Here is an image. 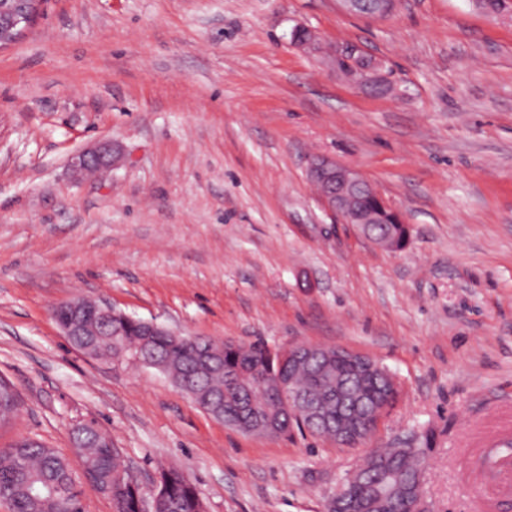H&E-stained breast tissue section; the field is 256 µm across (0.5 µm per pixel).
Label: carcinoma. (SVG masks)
<instances>
[{
    "mask_svg": "<svg viewBox=\"0 0 512 512\" xmlns=\"http://www.w3.org/2000/svg\"><path fill=\"white\" fill-rule=\"evenodd\" d=\"M112 322L122 326L123 335L74 336L93 357L100 355L111 359L131 357L138 351L162 364L164 373L183 391L192 394L207 413L227 422L235 420L247 406H262L268 402L267 391L275 382V376L266 378L264 385H253L256 377L243 379L238 386H230L224 379L239 365L256 363L260 369L276 366L269 361L266 344L250 345L219 344L210 338L187 336L179 344L168 336H150L139 320L129 321L118 316ZM207 350L224 362V371L206 372L199 368L200 352ZM317 371L311 375V367H290L288 374L295 386L308 392L322 408L330 406L336 384L346 383L356 390L380 393L389 388L380 377L355 369L336 359L321 358L314 362ZM19 397L14 385L0 376V426L17 414ZM72 440L79 445L83 473L99 487L111 474L125 468L120 454L112 453L95 428L82 427L71 432ZM423 459L421 448H388L384 460L387 471L377 473L393 484H405L414 480L418 465ZM164 486L166 512H201L199 492L187 477L177 469L160 472ZM0 497L6 499L10 512H77L83 507L77 490V476L68 460L32 438H22L8 448H0ZM121 504L119 512H145L144 499L138 482L123 484L116 492Z\"/></svg>",
    "mask_w": 512,
    "mask_h": 512,
    "instance_id": "cac0c4a2",
    "label": "carcinoma"
}]
</instances>
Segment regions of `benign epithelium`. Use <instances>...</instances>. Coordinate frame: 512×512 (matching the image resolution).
Returning a JSON list of instances; mask_svg holds the SVG:
<instances>
[{"label":"benign epithelium","mask_w":512,"mask_h":512,"mask_svg":"<svg viewBox=\"0 0 512 512\" xmlns=\"http://www.w3.org/2000/svg\"><path fill=\"white\" fill-rule=\"evenodd\" d=\"M41 0H0V43L13 41L29 28L38 16ZM317 43L316 35L304 26H296L290 33V44L296 47L311 46ZM360 54V64L348 70L338 65L337 60L348 51ZM328 67L346 81L361 86L371 92L393 88L391 76L385 61L369 53L363 46L350 48L344 44L333 45L323 54ZM120 147L110 140H103L75 155L71 162L74 175L99 171L120 163ZM308 176L317 187L320 198L328 212L345 224L354 225L363 237L375 245L389 251L397 247L385 238L371 235L372 224H402L404 220L368 179L353 168L336 163L326 156L311 159ZM117 310L105 300H69L53 308L52 316L65 336H95L98 331H112V316ZM347 359L358 369L374 372V365L368 357L343 348L324 347L312 344H299L284 348L280 356L296 366H302L318 356ZM390 411L388 405L373 397L353 395L336 387V412H328L320 407L311 396L293 386L291 380L282 379L272 393V405L249 407L240 418L241 423H249L269 438L282 436L280 416L290 419L306 417L319 435L336 441L338 445H356L370 438L378 423ZM368 468L359 466L330 498L341 510L353 488L362 490L358 502L359 512H376L378 502L386 498L378 487L367 488ZM403 499L408 512H427V507L418 489L403 490Z\"/></svg>","instance_id":"1"}]
</instances>
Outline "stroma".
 <instances>
[{
	"label": "stroma",
	"instance_id": "obj_1",
	"mask_svg": "<svg viewBox=\"0 0 512 512\" xmlns=\"http://www.w3.org/2000/svg\"><path fill=\"white\" fill-rule=\"evenodd\" d=\"M309 27L386 60L371 94L289 43ZM122 162L81 179L101 140ZM359 170L404 217L401 251L332 217L313 156ZM103 298L192 336L343 347L396 379L369 440L268 438L156 368L76 350L57 303ZM0 375L33 437L81 472L68 430L112 436L143 496L184 472L206 512H327L375 449L425 451L429 512H472L468 449L512 427V20L471 0H43L0 49ZM120 147L110 140H103L75 155L71 162L75 176L114 167L120 163Z\"/></svg>",
	"mask_w": 512,
	"mask_h": 512
}]
</instances>
